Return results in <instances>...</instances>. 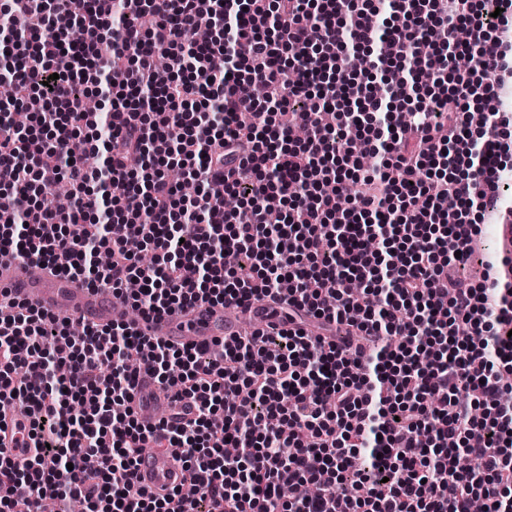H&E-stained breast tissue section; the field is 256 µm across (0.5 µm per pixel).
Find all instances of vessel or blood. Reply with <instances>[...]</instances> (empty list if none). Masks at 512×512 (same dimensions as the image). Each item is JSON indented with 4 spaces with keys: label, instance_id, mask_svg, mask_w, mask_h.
I'll return each instance as SVG.
<instances>
[{
    "label": "vessel or blood",
    "instance_id": "obj_1",
    "mask_svg": "<svg viewBox=\"0 0 512 512\" xmlns=\"http://www.w3.org/2000/svg\"><path fill=\"white\" fill-rule=\"evenodd\" d=\"M39 310L71 318L88 325H108L125 319L124 311L112 304L109 291L80 286L74 279L55 272L31 274L26 260L0 264V289ZM284 315L274 304L255 301L228 314L225 307L200 302L150 320H137L134 329L148 337H159L176 345L210 346L231 342L241 336L243 325L264 327L267 321L278 322ZM134 415L145 427L155 428L170 420V401L160 392L155 379L139 372L131 402ZM31 420L25 415H6L0 423V443L8 448L17 463L32 454L28 447ZM137 484L157 495H165L181 485L183 460L180 449L146 450L139 454L135 469Z\"/></svg>",
    "mask_w": 512,
    "mask_h": 512
}]
</instances>
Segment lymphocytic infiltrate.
Returning a JSON list of instances; mask_svg holds the SVG:
<instances>
[{"label":"lymphocytic infiltrate","mask_w":512,"mask_h":512,"mask_svg":"<svg viewBox=\"0 0 512 512\" xmlns=\"http://www.w3.org/2000/svg\"><path fill=\"white\" fill-rule=\"evenodd\" d=\"M118 2L10 0L0 13V88L20 81L43 102L34 129L0 118V262L108 288L144 319L283 299L292 327L200 350L125 322L76 335L11 302L0 403L33 415L36 452L20 465L0 447V512L77 496L88 512H471L478 499L512 512V253L488 262L482 287L448 277L471 257L473 214L512 209L499 139L512 0H140L133 14ZM204 16L209 36L192 42ZM83 86L102 88L110 113L88 111ZM450 96L475 107L448 111ZM119 110L129 122L99 140ZM61 179L66 209L46 193ZM150 246L161 254L141 266ZM341 325L373 344L369 360L326 340ZM136 351L193 404L192 423L156 434L133 416ZM149 443L181 449L185 490L134 482ZM285 479L322 491L287 499Z\"/></svg>","instance_id":"obj_1"}]
</instances>
